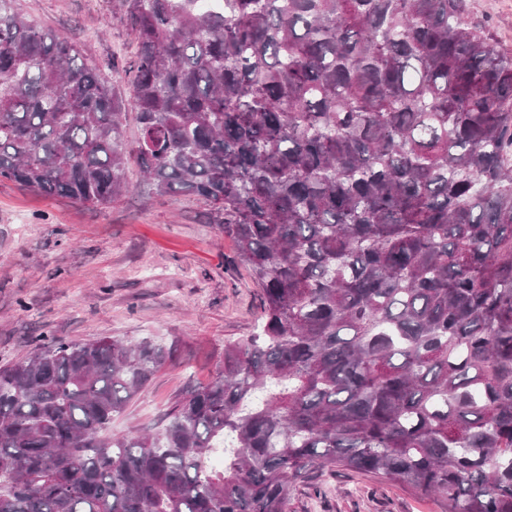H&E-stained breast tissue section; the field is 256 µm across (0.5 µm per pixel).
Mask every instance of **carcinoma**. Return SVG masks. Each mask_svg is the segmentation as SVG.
<instances>
[{
	"instance_id": "obj_1",
	"label": "carcinoma",
	"mask_w": 512,
	"mask_h": 512,
	"mask_svg": "<svg viewBox=\"0 0 512 512\" xmlns=\"http://www.w3.org/2000/svg\"><path fill=\"white\" fill-rule=\"evenodd\" d=\"M113 2L127 98L0 0V180L105 207L136 112L141 172L214 208L264 321L158 435L101 436L149 340L1 367L0 512H288L325 469L512 512V56L465 0Z\"/></svg>"
}]
</instances>
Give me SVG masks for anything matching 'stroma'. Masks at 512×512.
<instances>
[{
	"mask_svg": "<svg viewBox=\"0 0 512 512\" xmlns=\"http://www.w3.org/2000/svg\"><path fill=\"white\" fill-rule=\"evenodd\" d=\"M30 20L77 43L120 95H129L137 41L112 0H20ZM469 21L512 55V0H466ZM132 192L109 207L83 206L0 181V367L42 338L88 342L150 338L169 357L127 409L111 437L155 431L190 386L213 380L226 344L252 336L260 289L237 259L236 241L200 198L157 195L135 153ZM288 512H442L431 497L344 471L298 480Z\"/></svg>",
	"mask_w": 512,
	"mask_h": 512,
	"instance_id": "35a3bbf8",
	"label": "stroma"
}]
</instances>
